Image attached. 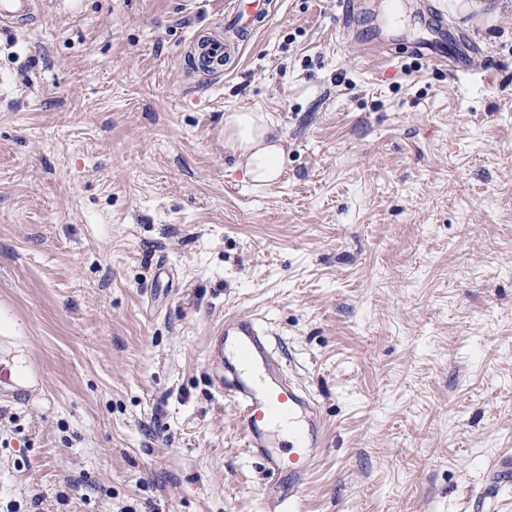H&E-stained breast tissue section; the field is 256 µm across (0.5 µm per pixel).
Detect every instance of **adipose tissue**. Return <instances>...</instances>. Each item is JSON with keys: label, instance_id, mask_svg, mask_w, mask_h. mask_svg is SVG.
Wrapping results in <instances>:
<instances>
[{"label": "adipose tissue", "instance_id": "1", "mask_svg": "<svg viewBox=\"0 0 512 512\" xmlns=\"http://www.w3.org/2000/svg\"><path fill=\"white\" fill-rule=\"evenodd\" d=\"M224 147L242 165L246 179L256 186L267 187L280 178L283 151L265 113L255 110L225 113Z\"/></svg>", "mask_w": 512, "mask_h": 512}]
</instances>
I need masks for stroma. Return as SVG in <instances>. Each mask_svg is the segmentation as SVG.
I'll list each match as a JSON object with an SVG mask.
<instances>
[{
  "label": "stroma",
  "instance_id": "stroma-1",
  "mask_svg": "<svg viewBox=\"0 0 512 512\" xmlns=\"http://www.w3.org/2000/svg\"><path fill=\"white\" fill-rule=\"evenodd\" d=\"M449 14L486 69L365 59L336 0H275L220 76L190 39L224 0H42L0 32V502L28 512H268L207 339L259 319L328 440L293 512H512V10ZM394 37L427 38L419 0ZM270 115L254 190L224 115ZM167 275L155 278L156 267ZM17 378L12 377L11 371L6 368L0 369V399L4 397L6 400L17 402L20 404H28L35 396L32 391L24 390Z\"/></svg>",
  "mask_w": 512,
  "mask_h": 512
}]
</instances>
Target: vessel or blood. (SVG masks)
Masks as SVG:
<instances>
[{"mask_svg": "<svg viewBox=\"0 0 512 512\" xmlns=\"http://www.w3.org/2000/svg\"><path fill=\"white\" fill-rule=\"evenodd\" d=\"M272 4L273 0H226V25L234 37L199 32L193 44L198 68L210 75L223 74L240 42L269 25ZM39 15V0H0V29L35 24ZM412 52L437 68L464 73L471 67L470 50L460 45L424 40ZM207 356L214 366L212 383L234 403L250 451L263 460L272 477H287L290 489H299L325 445V425L313 397L284 376L267 330L251 317L225 318L209 336ZM33 397L11 371L0 369V398L26 404Z\"/></svg>", "mask_w": 512, "mask_h": 512, "instance_id": "b4317fda", "label": "vessel or blood"}]
</instances>
